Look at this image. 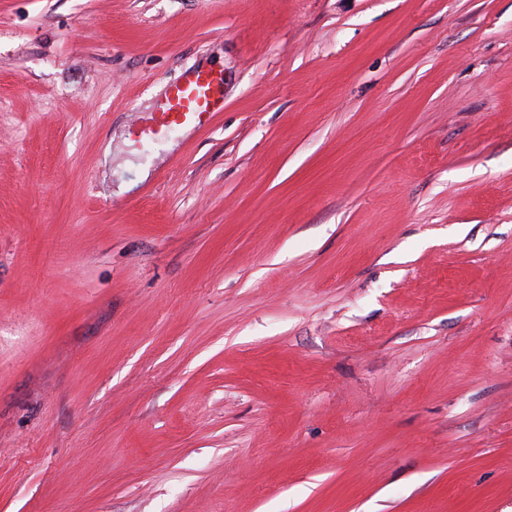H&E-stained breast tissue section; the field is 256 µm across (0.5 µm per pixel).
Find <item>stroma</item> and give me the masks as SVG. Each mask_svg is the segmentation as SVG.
Instances as JSON below:
<instances>
[{
	"mask_svg": "<svg viewBox=\"0 0 512 512\" xmlns=\"http://www.w3.org/2000/svg\"><path fill=\"white\" fill-rule=\"evenodd\" d=\"M0 512H512V0H0ZM224 104L222 70L197 71L171 86L165 108L158 117L162 128L174 125H201Z\"/></svg>",
	"mask_w": 512,
	"mask_h": 512,
	"instance_id": "obj_1",
	"label": "stroma"
}]
</instances>
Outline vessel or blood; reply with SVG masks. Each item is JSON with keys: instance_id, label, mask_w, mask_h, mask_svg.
Listing matches in <instances>:
<instances>
[{"instance_id": "obj_1", "label": "vessel or blood", "mask_w": 512, "mask_h": 512, "mask_svg": "<svg viewBox=\"0 0 512 512\" xmlns=\"http://www.w3.org/2000/svg\"><path fill=\"white\" fill-rule=\"evenodd\" d=\"M223 101V72L213 69L195 72L171 86L158 124L164 128L203 124L212 112L220 109Z\"/></svg>"}]
</instances>
